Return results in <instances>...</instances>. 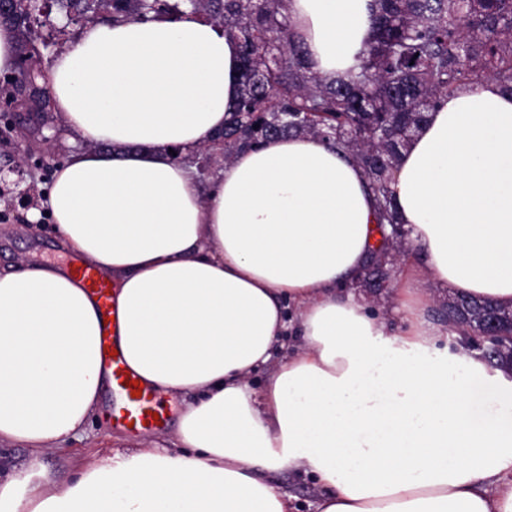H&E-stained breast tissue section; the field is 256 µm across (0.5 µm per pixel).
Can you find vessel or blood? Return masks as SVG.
<instances>
[{"instance_id":"b4317fda","label":"vessel or blood","mask_w":512,"mask_h":512,"mask_svg":"<svg viewBox=\"0 0 512 512\" xmlns=\"http://www.w3.org/2000/svg\"><path fill=\"white\" fill-rule=\"evenodd\" d=\"M76 275L83 286L96 297L103 313H110L112 284L106 275L90 265L77 267ZM101 350L108 356L113 381L122 388L127 397V405L123 414L119 416L120 422L131 426L136 432L161 427V418L165 416L166 409L160 404L156 394L146 387L142 388L141 392H133L131 384L135 382L136 377L128 370L120 350L112 349L109 338H102Z\"/></svg>"}]
</instances>
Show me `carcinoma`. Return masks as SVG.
Listing matches in <instances>:
<instances>
[{
    "label": "carcinoma",
    "instance_id": "cac0c4a2",
    "mask_svg": "<svg viewBox=\"0 0 512 512\" xmlns=\"http://www.w3.org/2000/svg\"><path fill=\"white\" fill-rule=\"evenodd\" d=\"M66 13L94 3L112 21L197 16L215 23L240 48V92L209 150L230 160L238 151L288 135H312L353 152L365 170L381 224L397 223L388 183L401 150L448 95L490 78L512 89V0H373L372 37L355 63L331 83L311 71L291 31L287 0H53ZM38 0H17L5 24L17 39L16 75L4 79L5 112L36 131L47 118L31 114L23 84L48 92L34 63ZM392 250L375 252L362 282L382 275ZM459 326L479 328L503 306L455 298Z\"/></svg>",
    "mask_w": 512,
    "mask_h": 512
}]
</instances>
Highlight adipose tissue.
Instances as JSON below:
<instances>
[{"instance_id":"obj_1","label":"adipose tissue","mask_w":512,"mask_h":512,"mask_svg":"<svg viewBox=\"0 0 512 512\" xmlns=\"http://www.w3.org/2000/svg\"><path fill=\"white\" fill-rule=\"evenodd\" d=\"M370 10L289 0L323 80L353 63ZM239 73L237 43L198 17L90 23L53 58L51 108L84 146L45 210L111 278L128 369L186 411L173 446L65 482L5 473L0 512H299L286 471L312 478L316 512H512V380L467 349L440 354L448 327L422 286L512 306V92L449 95L403 150L389 188L404 273L384 316L342 289L383 242L351 153L281 137L205 188L173 159L223 129ZM101 331L71 270L0 272V443L46 453L101 414Z\"/></svg>"}]
</instances>
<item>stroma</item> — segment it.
<instances>
[{"label": "stroma", "instance_id": "35a3bbf8", "mask_svg": "<svg viewBox=\"0 0 512 512\" xmlns=\"http://www.w3.org/2000/svg\"><path fill=\"white\" fill-rule=\"evenodd\" d=\"M50 145L32 140L26 158H19L20 131L0 136V168L7 170L0 182V269L8 270L21 262L67 265L73 256L60 245L55 234L34 231L26 220L30 208L41 206L52 179L44 172L46 164H60L68 153L81 148V141H69L59 124H51ZM172 415L161 428L149 433H132L112 421H92L78 435L62 443L60 450L33 456L28 449L0 446V464L28 472L48 469L61 479L73 475L72 460L85 462L110 457L113 451L131 453L149 447L152 441L168 444L174 437L179 403H172Z\"/></svg>", "mask_w": 512, "mask_h": 512}]
</instances>
